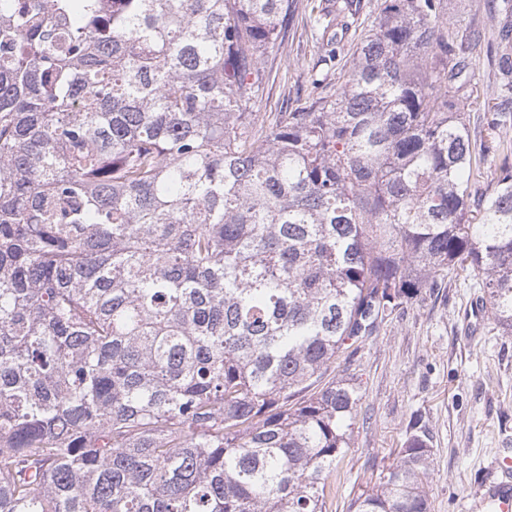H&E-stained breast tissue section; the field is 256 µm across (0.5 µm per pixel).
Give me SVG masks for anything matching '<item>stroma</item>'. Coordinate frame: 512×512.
<instances>
[{
    "label": "stroma",
    "instance_id": "obj_1",
    "mask_svg": "<svg viewBox=\"0 0 512 512\" xmlns=\"http://www.w3.org/2000/svg\"><path fill=\"white\" fill-rule=\"evenodd\" d=\"M362 10L336 52L322 60L310 12L299 9L281 44L264 57L270 77L254 100L257 121L305 107L313 78L336 79L347 70L361 36L384 0H361ZM448 29L478 35L469 91L473 141L491 130L497 112V63L502 50L492 0H444ZM437 292L423 294L381 324L363 342L350 369L361 399L352 446L337 477L331 512L349 504L386 472L406 439L412 417L431 430L433 462L428 478L432 512H468L481 488L496 480L493 461L512 448V336L495 326L477 281L446 270Z\"/></svg>",
    "mask_w": 512,
    "mask_h": 512
}]
</instances>
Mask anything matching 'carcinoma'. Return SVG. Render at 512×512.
I'll return each mask as SVG.
<instances>
[{
	"instance_id": "obj_1",
	"label": "carcinoma",
	"mask_w": 512,
	"mask_h": 512,
	"mask_svg": "<svg viewBox=\"0 0 512 512\" xmlns=\"http://www.w3.org/2000/svg\"><path fill=\"white\" fill-rule=\"evenodd\" d=\"M0 512H328L337 360L457 267L512 335V169L443 0H390L344 81L252 104L298 0H0ZM336 59L356 0H311ZM501 91L512 99V5ZM351 512H431L430 432Z\"/></svg>"
}]
</instances>
